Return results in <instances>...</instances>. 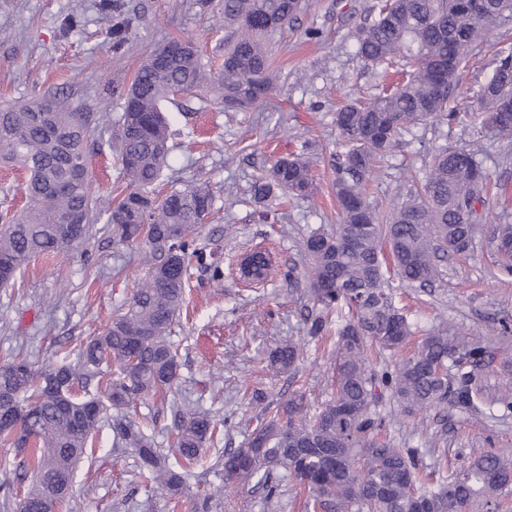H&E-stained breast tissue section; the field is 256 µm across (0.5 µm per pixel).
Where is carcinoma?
<instances>
[{"mask_svg":"<svg viewBox=\"0 0 512 512\" xmlns=\"http://www.w3.org/2000/svg\"><path fill=\"white\" fill-rule=\"evenodd\" d=\"M380 0L374 19L357 33V55L367 65L396 60L410 67L408 79L390 92L353 101L336 112L343 144L333 158L334 188L341 214L329 233L314 231L304 242L310 257L306 336L278 346L271 363L282 373L298 372L309 340L336 324L330 349L331 396L311 410L303 392L256 416L245 446L224 452V490L233 491L255 476L278 486L270 473L283 467L289 479L308 491L316 512H499L512 494V448L481 455L445 478L419 466L420 449L401 448L381 437L386 420L418 424L448 404L472 408V386L495 357L479 342L448 337V326L425 331L414 350L404 349L419 333L417 324L395 303L399 288H421L442 280L448 254L470 250L483 215L489 175L479 154L464 147H436L422 187L396 195L384 212L369 204L365 186L378 174L405 134L437 119L454 120L453 91L459 85L473 44L512 15V0ZM300 0H224V25L234 30L224 51L217 81L222 103L235 108L266 102L273 72L263 38L296 15ZM182 53L158 67L148 58L124 94L119 157L125 187L103 210H96L89 177L74 176L87 167L85 142L95 115L75 112L65 100L0 103V161L26 174V207L0 214V286L10 283L35 257L67 258L105 220L117 248L143 247L149 268L131 299L102 332L82 345L76 361L36 368L26 358L0 366V409H15L11 429L0 428V443L30 451L34 476L22 503L25 512H55L62 499L54 476L73 478L92 447L104 411L121 410L145 396L166 399L178 382L177 349L170 341L180 317L193 264L223 271L206 262L196 243L213 197L203 185L154 197L167 155L168 126L160 109L171 94L193 92L207 81L191 43L173 38ZM486 136L512 140V53L497 54L490 80L479 90ZM310 162L295 157L275 161L251 185L265 201L275 190L310 195ZM78 211L83 223L69 233L62 218ZM147 225L146 232L140 226ZM500 269L512 275V224L494 225ZM260 276L267 280L272 258L255 252ZM385 354L383 363L372 350ZM57 374L63 391H51L46 377ZM95 393H90V389ZM394 402L387 415L377 411L383 394ZM174 447L180 470L158 455L145 426L117 423L113 431L124 448L141 461V477L169 495L181 492L189 468L219 434L209 411L173 406Z\"/></svg>","mask_w":512,"mask_h":512,"instance_id":"1","label":"carcinoma"}]
</instances>
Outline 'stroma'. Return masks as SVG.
Masks as SVG:
<instances>
[{
    "mask_svg": "<svg viewBox=\"0 0 512 512\" xmlns=\"http://www.w3.org/2000/svg\"><path fill=\"white\" fill-rule=\"evenodd\" d=\"M375 0H302L288 25L269 32L267 45L277 72L263 105L227 111L215 93H178L164 101L169 121V154L158 194L203 183L214 208L197 235L204 251L219 256L222 279L193 266L184 310L170 340L178 349L180 372L174 396L209 410L223 421L217 444L204 449L182 492L170 496L144 482L140 460L117 446L112 428L144 420L156 448L174 458L173 413L158 398L132 407L108 409L95 436L93 453L78 464L71 491L57 512H304L305 496L274 469L278 494L249 483L225 493L224 453L247 440L260 412L244 386L262 388L264 405L277 408L295 391L314 402L329 398L332 373L321 342H311L297 374L275 372L272 351L302 336L309 306L301 275L309 265L304 239L331 231L338 222L331 166L338 130L336 109L349 99L382 91L379 68L356 55L357 31ZM224 0H0V102L27 103L39 97L67 98L79 112L97 120L87 143V165L101 202L125 183L116 148L123 101L116 86L130 84L137 69L163 42L190 41L210 74L219 73L224 42ZM80 24L63 31L64 16ZM128 23L127 40L114 49L110 28ZM512 46V23L493 29L470 52L458 96L460 123L415 128L368 186V199L384 208L408 188V171H426L436 146L481 151L491 181L502 196H490L492 218L512 222V144L490 141L479 115L478 89L491 76L501 47ZM304 155L313 163L308 198L275 195L257 203L252 180L277 159ZM262 247L275 271L263 284H249L237 272L239 259ZM144 266L139 251L118 250L105 224H96L86 246L68 260L33 258L25 272L0 288V364L17 353L35 367L57 362L101 332L132 295ZM421 329L447 323L450 334L487 341L494 320L512 318V276L499 273L492 226L483 224L470 251L449 255L446 275L432 289L409 288L397 295ZM478 411L449 407L423 423H387L386 434L405 448L421 449L420 464L439 465L448 475L470 460L512 448V415L504 416L500 397L512 385V372L495 362L479 375ZM25 455L0 444V512H17L28 488Z\"/></svg>",
    "mask_w": 512,
    "mask_h": 512,
    "instance_id": "35a3bbf8",
    "label": "stroma"
}]
</instances>
